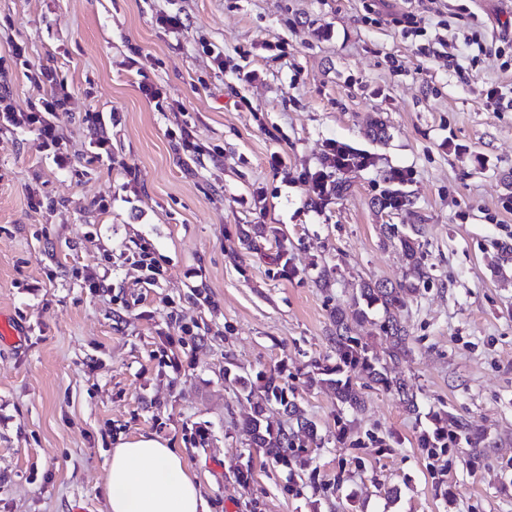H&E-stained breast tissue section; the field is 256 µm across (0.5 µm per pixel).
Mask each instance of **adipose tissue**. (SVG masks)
Segmentation results:
<instances>
[{"label": "adipose tissue", "mask_w": 512, "mask_h": 512, "mask_svg": "<svg viewBox=\"0 0 512 512\" xmlns=\"http://www.w3.org/2000/svg\"><path fill=\"white\" fill-rule=\"evenodd\" d=\"M109 512H206L196 476L167 440L139 435L107 459Z\"/></svg>", "instance_id": "ef3b65f1"}]
</instances>
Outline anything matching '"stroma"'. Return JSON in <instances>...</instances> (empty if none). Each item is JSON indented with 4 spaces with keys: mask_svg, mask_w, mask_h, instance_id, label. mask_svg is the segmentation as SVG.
Masks as SVG:
<instances>
[{
    "mask_svg": "<svg viewBox=\"0 0 512 512\" xmlns=\"http://www.w3.org/2000/svg\"><path fill=\"white\" fill-rule=\"evenodd\" d=\"M377 5L0 0V94L40 110L53 91L38 69H55L71 157L58 168L33 126L0 125V312L28 330L0 344V512H108V455L141 434L184 455L207 512H512V267L493 269L512 246V111L485 107L512 67L419 52L476 18L486 43L512 37V0H435L418 36L390 21L408 0ZM332 140L369 162L333 172L316 204L300 177ZM385 224L424 227L431 277L398 315L408 353L389 367L417 408L356 369L365 406L344 411L317 367L336 362V306L408 271ZM276 372L317 434L289 468L241 426L237 377ZM441 408L485 432L483 456L428 457Z\"/></svg>",
    "mask_w": 512,
    "mask_h": 512,
    "instance_id": "35a3bbf8",
    "label": "stroma"
}]
</instances>
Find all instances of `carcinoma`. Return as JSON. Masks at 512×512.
Here are the masks:
<instances>
[{
  "instance_id": "1",
  "label": "carcinoma",
  "mask_w": 512,
  "mask_h": 512,
  "mask_svg": "<svg viewBox=\"0 0 512 512\" xmlns=\"http://www.w3.org/2000/svg\"><path fill=\"white\" fill-rule=\"evenodd\" d=\"M383 233L389 237H397L398 246L404 253L408 264L417 273L418 279L429 278L428 267L424 262V256L420 250L419 236L422 227L419 224L410 225V232L395 235L391 224L381 227ZM416 291L413 282H398L388 285L384 282H365L360 288V300L354 301L349 308L337 307L334 313L336 335L331 337L332 348L336 355V375L338 378L327 379V383L334 386L336 399L341 405L353 410L364 407L363 393L356 387L350 378L342 379L340 375L347 369L361 367L367 377L376 385L386 390H393L402 397L407 408L415 407V395L410 392L407 381L403 378H390L386 367L379 364V358L371 353L368 343L360 342L349 335L350 323L366 322L369 320L368 309L378 306L384 312L382 331L390 340L388 357L398 359L405 352L406 335L398 321V314L405 305L409 295ZM237 381L248 390V397L253 399L252 413L244 420V426L253 435L256 446L266 449L274 460L282 465L290 464V457L286 450L295 446V434L292 431L280 429L276 432L264 424L267 406L272 400L283 399V387L277 376L270 375L263 378V384L253 385L249 380L239 377ZM435 428L432 432L424 433L421 438V447L436 448L445 444L448 437H453L469 447L470 454L482 455L485 449L480 444L485 439V434L474 430L469 423L446 411L435 414Z\"/></svg>"
}]
</instances>
